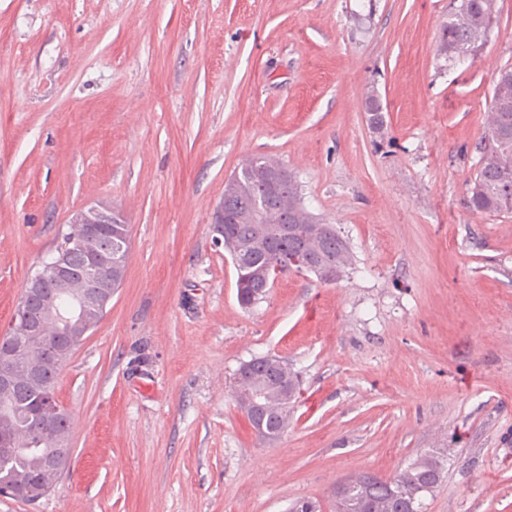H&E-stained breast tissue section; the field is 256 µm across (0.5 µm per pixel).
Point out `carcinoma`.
<instances>
[{"instance_id": "1", "label": "carcinoma", "mask_w": 512, "mask_h": 512, "mask_svg": "<svg viewBox=\"0 0 512 512\" xmlns=\"http://www.w3.org/2000/svg\"><path fill=\"white\" fill-rule=\"evenodd\" d=\"M494 13L495 0H460L442 27L441 51L450 60L474 54L494 23ZM476 150L480 167L467 192L466 209L474 215L506 213L505 203L512 200V82L503 83L492 97L488 133ZM276 166L267 155L253 156L235 173L234 187L224 191V211L238 222L222 225V232L250 256L247 266L236 269L242 305L265 297L273 284L268 269L275 264L304 257L309 269L333 268L339 275L351 262L347 241L305 207L294 181L283 183L273 195L266 190L263 176ZM84 263L83 254H71L69 287L47 286L48 302L37 315L44 335L17 357V391L0 395V434L12 439V447L0 449V494L22 502L33 503L54 486L61 472L49 463L57 453L70 457L71 422L55 398L56 354L62 348L55 317L67 311L77 294L95 291L84 275ZM103 315L89 308L73 320V347ZM252 393L264 399L269 440L279 438L297 401V377L282 360L258 357L237 378L238 404ZM444 474V456L434 451L418 455L388 480L359 474L336 487V512H421L423 497L434 492Z\"/></svg>"}]
</instances>
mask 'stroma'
<instances>
[{
    "label": "stroma",
    "instance_id": "obj_1",
    "mask_svg": "<svg viewBox=\"0 0 512 512\" xmlns=\"http://www.w3.org/2000/svg\"><path fill=\"white\" fill-rule=\"evenodd\" d=\"M495 6L451 61L453 0H0V335L76 212L129 226L122 284L57 378L70 464L0 512H334L348 477L428 451L445 477L423 512H512V214L463 204L512 67ZM255 154L353 264L244 308L210 222ZM267 355L301 380L273 441L234 395Z\"/></svg>",
    "mask_w": 512,
    "mask_h": 512
}]
</instances>
